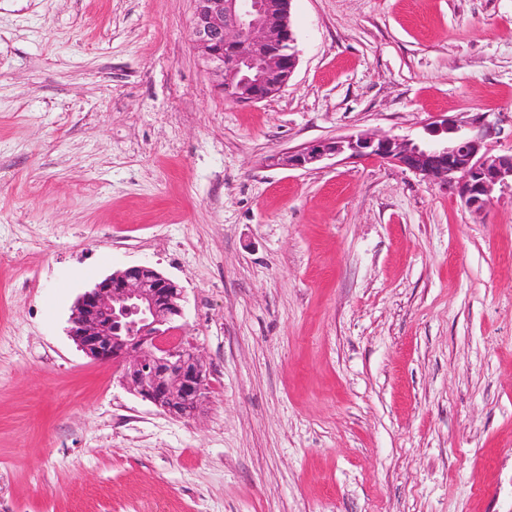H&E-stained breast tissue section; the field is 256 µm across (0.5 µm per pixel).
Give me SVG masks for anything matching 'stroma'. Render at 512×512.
<instances>
[{
    "label": "stroma",
    "instance_id": "35a3bbf8",
    "mask_svg": "<svg viewBox=\"0 0 512 512\" xmlns=\"http://www.w3.org/2000/svg\"><path fill=\"white\" fill-rule=\"evenodd\" d=\"M193 0H0V512H512V187L482 212L375 158L489 113L512 0H291L297 69L244 105ZM185 291L207 403L175 419L67 333L84 288Z\"/></svg>",
    "mask_w": 512,
    "mask_h": 512
}]
</instances>
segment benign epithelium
<instances>
[{
    "label": "benign epithelium",
    "instance_id": "1",
    "mask_svg": "<svg viewBox=\"0 0 512 512\" xmlns=\"http://www.w3.org/2000/svg\"><path fill=\"white\" fill-rule=\"evenodd\" d=\"M193 47L220 93L235 102H261L291 79L298 64L290 0H194ZM432 140L350 135L321 139L279 157L304 169L326 158L373 157L454 191L483 209L492 189L512 183V153L494 154L500 134L486 112L462 120L444 117L428 129ZM184 290L148 265L117 270L75 301L69 336L90 359L110 363L130 393L176 418H190L207 399V366L193 346L163 345L183 329Z\"/></svg>",
    "mask_w": 512,
    "mask_h": 512
}]
</instances>
